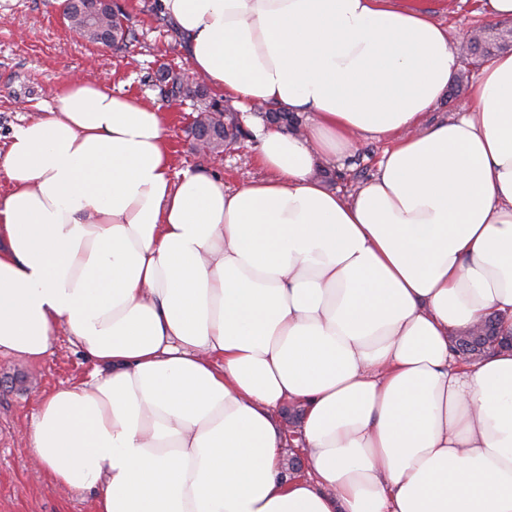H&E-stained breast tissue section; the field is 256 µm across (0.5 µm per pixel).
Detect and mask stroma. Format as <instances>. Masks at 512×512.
Listing matches in <instances>:
<instances>
[{
    "label": "stroma",
    "mask_w": 512,
    "mask_h": 512,
    "mask_svg": "<svg viewBox=\"0 0 512 512\" xmlns=\"http://www.w3.org/2000/svg\"><path fill=\"white\" fill-rule=\"evenodd\" d=\"M135 38L115 49L76 38L62 18V0H0V157L15 126L44 112L55 93L71 81L107 80L114 92L159 107L167 120L174 174L210 170L235 187L266 177L256 160L252 130L258 120L240 113L245 138L210 158L196 155L188 134L196 112L192 99L172 100L154 81L158 69L176 73L193 66L156 0H121ZM449 33L485 23L480 0H422ZM389 143L362 140L338 161L322 162L325 186L353 192L376 172ZM91 365L59 336L52 354L38 363L0 355V512H94L89 491H64L35 475L22 434L35 419L41 400L58 387L82 380Z\"/></svg>",
    "instance_id": "stroma-1"
}]
</instances>
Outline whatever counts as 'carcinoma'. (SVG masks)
Listing matches in <instances>:
<instances>
[{
	"instance_id": "1",
	"label": "carcinoma",
	"mask_w": 512,
	"mask_h": 512,
	"mask_svg": "<svg viewBox=\"0 0 512 512\" xmlns=\"http://www.w3.org/2000/svg\"><path fill=\"white\" fill-rule=\"evenodd\" d=\"M84 0H65L63 15L68 25L83 30L86 40L92 44L119 47L132 38V32L126 24V16L121 7L112 12H103L90 16L83 11L81 5ZM512 40L508 30L478 38L470 43L462 54L477 64L496 53L508 49ZM166 96L170 98H192L202 104L190 131L202 129L206 131L211 148L218 151L236 141L242 133L241 127L235 119L227 116L223 101L209 96L206 86L198 81L191 80L183 74L169 72L164 78ZM266 121L278 122L281 127L297 128L302 121L293 112H281L270 108L258 109ZM499 319L489 317L482 327L470 330L452 340L451 351L454 355L467 360L485 355L497 347H512V337H503L498 329Z\"/></svg>"
}]
</instances>
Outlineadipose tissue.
<instances>
[{"label": "adipose tissue", "mask_w": 512, "mask_h": 512, "mask_svg": "<svg viewBox=\"0 0 512 512\" xmlns=\"http://www.w3.org/2000/svg\"><path fill=\"white\" fill-rule=\"evenodd\" d=\"M195 71L245 110L270 178L172 176L162 112L69 83L0 158V354L59 333L87 381L25 436L96 512H512V349L458 365L449 338L512 333V54L447 121L457 73L419 0H158ZM388 139L342 196L314 175ZM303 413L306 473L278 414ZM486 63H483L481 65H469L468 67H466V70H468V69L470 70V82H469L468 88L465 90V92L461 96L455 98V97H450L451 87L453 86L452 85L450 87V89L448 90V93H446V95L439 100L436 107L427 116L428 123H433L436 121L443 120V119L447 118L448 115L451 114L452 112H457V110L462 105V103L467 100L469 93H470L471 84L473 83L475 78L480 73L482 67Z\"/></svg>", "instance_id": "ef3b65f1"}]
</instances>
